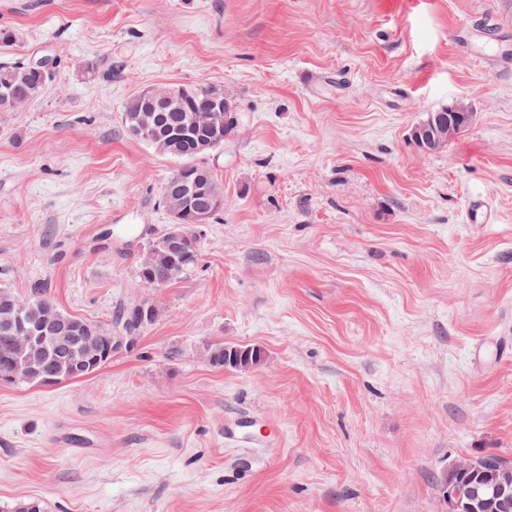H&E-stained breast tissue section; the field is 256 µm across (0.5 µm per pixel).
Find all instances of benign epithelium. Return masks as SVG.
Instances as JSON below:
<instances>
[{
  "label": "benign epithelium",
  "mask_w": 512,
  "mask_h": 512,
  "mask_svg": "<svg viewBox=\"0 0 512 512\" xmlns=\"http://www.w3.org/2000/svg\"><path fill=\"white\" fill-rule=\"evenodd\" d=\"M187 98L186 90L170 85L139 90L132 96L138 112L135 136L159 144L170 140L218 144L235 128L236 118L221 85L213 87L208 105L183 125L162 127L157 124L156 113L179 111ZM459 134L460 124L456 118L444 120L430 114L414 127L412 138L419 150L431 154L442 150ZM214 188L215 184L192 164L181 166L163 187V196L174 219V227L165 240L172 260V276L178 275L182 264L198 250L197 243L186 238L179 225L189 218L199 222L201 212L197 203L202 197L215 194ZM217 199H223V195H217ZM30 312L31 307L23 302L0 312V325L9 332L6 341L10 351L4 359L5 373L0 376L7 382L35 381L39 386L48 387L82 379L87 377L88 366L114 353L131 352L140 340L137 335L116 330L105 341L79 330L72 320L48 315L36 323L31 320ZM474 500L472 495L464 497L456 492L447 497L449 512H472Z\"/></svg>",
  "instance_id": "benign-epithelium-1"
}]
</instances>
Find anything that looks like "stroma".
<instances>
[{"instance_id": "35a3bbf8", "label": "stroma", "mask_w": 512, "mask_h": 512, "mask_svg": "<svg viewBox=\"0 0 512 512\" xmlns=\"http://www.w3.org/2000/svg\"><path fill=\"white\" fill-rule=\"evenodd\" d=\"M1 30L52 80L0 112V289L159 315L89 377L0 382V512H448L439 471L512 460V0H0ZM206 83L238 119L199 159L224 207L149 288L180 161L122 113ZM456 99L473 123L419 151ZM428 114L426 120H422L414 127L412 138L419 150L431 154L442 150L448 141L460 134L461 128L454 117L448 116L446 121L431 112ZM227 349L228 352H224V349ZM236 348L240 350L237 361L234 364L231 363V358L233 359L235 355H232V349ZM206 355L208 356L209 362L216 367H225L231 368L235 370H244V368L248 365L261 364L263 360V353L260 349L255 347H244V346H224L223 343H217L205 348ZM244 352V354H242ZM242 354V355H241Z\"/></svg>"}]
</instances>
